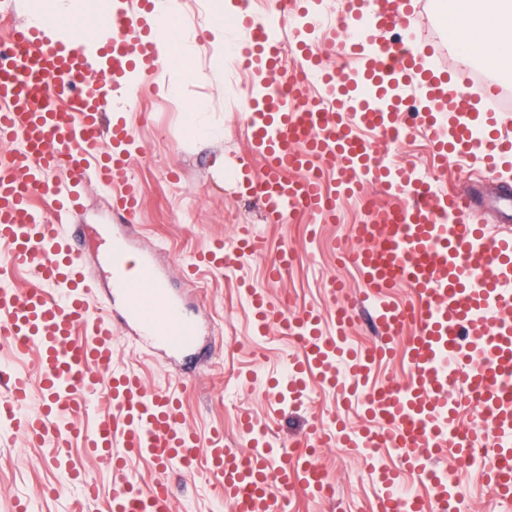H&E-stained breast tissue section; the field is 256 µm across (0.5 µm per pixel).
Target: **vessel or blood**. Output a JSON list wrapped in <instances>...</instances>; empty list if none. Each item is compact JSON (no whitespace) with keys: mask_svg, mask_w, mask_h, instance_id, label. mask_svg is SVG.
Masks as SVG:
<instances>
[{"mask_svg":"<svg viewBox=\"0 0 512 512\" xmlns=\"http://www.w3.org/2000/svg\"><path fill=\"white\" fill-rule=\"evenodd\" d=\"M150 0H112L106 56L114 82L128 72L149 74L159 53L139 17ZM415 0H346L342 25L317 26L311 0H279L271 17L217 9L227 27L244 25L246 67L269 78L254 94L248 115L258 160L249 189L275 224L309 215L332 224L345 199L368 183L386 201L369 205V220L355 224V249H341V265L361 285L355 304L327 312L315 306L285 311L262 288L244 291L255 335L278 328L299 354L271 390L278 401L307 391L315 379L350 407L362 408L370 426L337 435L332 424L311 429L317 446L343 442L370 460L394 449L406 471L428 494L402 490L398 473L379 469L378 512H459L461 492L448 476V460L469 461L494 440L493 464L484 470L494 495L512 497V197L494 206L500 232L474 223L485 209L478 192H438L414 168L398 161L409 126L400 107L425 100L419 119L440 166L470 157L496 169L512 166V136L503 131L501 90L475 85L472 71L447 74L431 68L413 26ZM358 63L343 71L322 66L307 27ZM392 29L402 49L392 52L377 35ZM297 59L288 68L282 38ZM88 59L51 41L44 31L15 22L0 36V344L20 355L36 353L38 376L0 370V421L27 444L51 441L56 462L83 498L96 500L97 485L69 469L67 452L81 443L112 473L109 512H174L168 473L192 472L206 461L229 512H277L279 500L322 494L316 457L293 458L269 448L225 447L213 431L202 438L185 424L182 401L167 388L151 387L130 367L112 365L117 329L134 331L139 348L162 350L198 367L209 355L199 322L184 313L148 254H133L125 236L107 252L109 292L98 299L82 250L66 225L46 223L36 198L58 212L80 205L75 189L96 182L112 191V214L131 221L142 185L123 178L134 132L123 114L111 113V89L86 84ZM359 90L356 103L347 91ZM109 150H102V142ZM251 225L237 228L233 247L215 243L200 261L212 268L236 266L266 253ZM24 272L27 286L15 275ZM410 289V303L397 289ZM369 308L374 342L356 348L351 339L355 306ZM407 335L406 381L372 383L375 367ZM42 403L29 411L32 389ZM102 409L93 427L81 421L92 400ZM475 400L479 424L465 430V400ZM149 460L156 477L140 481L132 459Z\"/></svg>","mask_w":512,"mask_h":512,"instance_id":"obj_1","label":"vessel or blood"}]
</instances>
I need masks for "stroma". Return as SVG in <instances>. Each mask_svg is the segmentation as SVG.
<instances>
[{
  "mask_svg": "<svg viewBox=\"0 0 512 512\" xmlns=\"http://www.w3.org/2000/svg\"><path fill=\"white\" fill-rule=\"evenodd\" d=\"M181 3L180 25L194 37L196 48L187 72L175 75L176 92L144 91V78L136 73L129 76L134 90L126 115L134 127L136 144L128 174L144 186L134 245L139 251H155L171 289L182 297L188 311L201 319L205 337L219 348L211 366L183 385L178 382L174 362L137 352L125 338L116 342L115 361L122 367L138 368L149 386L180 385L187 426L203 435L222 430L228 448L246 446L236 424L243 409L255 414L273 447L280 450L288 448L314 420L326 422L339 416L351 425L363 424L358 410L344 409L335 395L317 386L312 389V400L298 407L278 405L270 399L265 378L282 372L295 348L274 328L263 338L250 334L238 288L241 278H249L257 287L267 288L273 298L290 296L298 309L312 303L324 309L335 302L326 276L342 274L351 289H358L352 270L338 271L330 247L346 244L347 227L362 220L363 208L348 205L340 224L313 228L305 220L267 223L251 192L241 184L242 166L254 164L255 159L246 128V104L234 90L239 69L228 66L222 74L212 75L207 0ZM414 25L423 45L441 46L431 57L434 67L449 73L459 70L456 52L438 38L445 27L439 0H421ZM195 104L203 106L210 119L223 128V138L193 135L188 112ZM79 192L83 207L73 221L91 229L84 240L86 260L102 280L107 276L102 242L111 237L114 223L111 207L94 186L84 185ZM239 224L254 225L266 237L270 253L281 249L293 253L296 261L286 275L267 283L266 258L245 257L233 269L199 272L193 283L183 280L181 267L213 241L231 242ZM260 350L265 353L261 361L256 358ZM54 454L52 443L31 448L16 434L0 429V512H13L15 500L24 497L31 501L33 512H103L110 473L86 456L80 445H73L71 458L95 477L99 498L80 503V490L75 486L51 495V488L65 480L64 473L51 463ZM317 459L336 488L334 499L305 496L292 500L289 512H374L376 488L359 458L349 449L335 446L322 449ZM452 476L469 500L471 512H506L492 500L480 468H461ZM171 480L184 490L177 512H211L218 488L206 468L189 475L172 474Z\"/></svg>",
  "mask_w": 512,
  "mask_h": 512,
  "instance_id": "obj_1",
  "label": "stroma"
}]
</instances>
